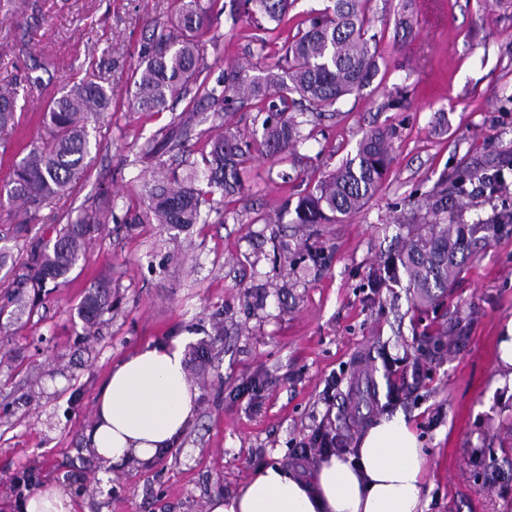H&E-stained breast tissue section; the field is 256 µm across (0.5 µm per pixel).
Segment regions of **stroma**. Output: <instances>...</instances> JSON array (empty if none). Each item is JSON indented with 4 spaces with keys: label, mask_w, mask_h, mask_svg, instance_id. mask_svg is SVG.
Listing matches in <instances>:
<instances>
[{
    "label": "stroma",
    "mask_w": 512,
    "mask_h": 512,
    "mask_svg": "<svg viewBox=\"0 0 512 512\" xmlns=\"http://www.w3.org/2000/svg\"><path fill=\"white\" fill-rule=\"evenodd\" d=\"M171 0H0V89L18 90L17 123L0 132V184L50 132L43 113L72 82L112 88L92 137L86 179L40 210L24 236L22 209L0 205V248L26 256L54 239L68 215L106 190L115 219L88 246L68 283L35 299L31 316H0V512L22 495L65 482L78 512H206L259 465L297 461L299 441L322 424L348 448L376 419L403 412L427 452L425 512H512V379L498 367L512 320V226L489 232L448 295L419 305L405 288L372 291L368 279L398 224L437 183L471 174L464 223L512 210V0H410L414 35L395 43L401 0H372L379 72L339 113L303 126L307 140L282 164L251 163L244 196L224 201L223 221L173 237L142 222L145 154L186 108L140 112L126 88ZM295 25L254 27L214 8L199 37L202 72L274 63ZM373 127L392 134L382 189L335 224H297L285 210L336 169ZM506 171L505 190L478 179ZM318 251L320 266L302 261ZM109 278L112 309L91 327L76 308ZM180 341L197 390L196 414L176 449L144 467H104L85 447L93 399L122 357ZM419 361L423 378L388 394L387 363ZM341 385L324 399L330 377Z\"/></svg>",
    "instance_id": "stroma-1"
}]
</instances>
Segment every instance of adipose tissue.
<instances>
[{
	"mask_svg": "<svg viewBox=\"0 0 512 512\" xmlns=\"http://www.w3.org/2000/svg\"><path fill=\"white\" fill-rule=\"evenodd\" d=\"M193 387L179 341L159 342L115 362L94 397L84 442L113 469L151 464L171 452L195 415ZM427 459L404 415L375 420L353 452L325 457L311 472L266 463L208 512H424ZM67 486L48 484L20 512H76Z\"/></svg>",
	"mask_w": 512,
	"mask_h": 512,
	"instance_id": "adipose-tissue-1",
	"label": "adipose tissue"
}]
</instances>
